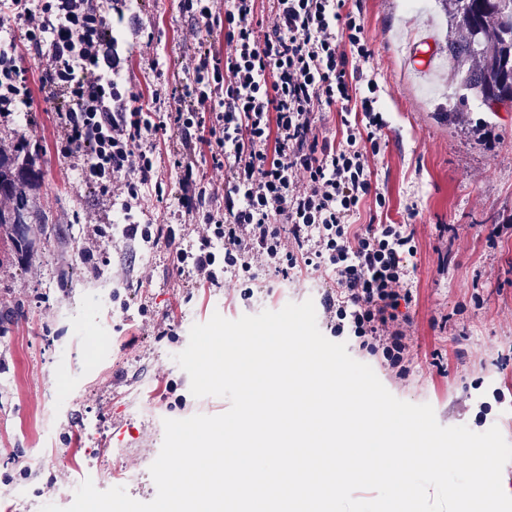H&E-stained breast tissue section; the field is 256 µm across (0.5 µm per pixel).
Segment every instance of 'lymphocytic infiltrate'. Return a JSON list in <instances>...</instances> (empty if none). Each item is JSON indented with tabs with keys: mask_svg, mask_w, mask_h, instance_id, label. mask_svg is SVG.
Listing matches in <instances>:
<instances>
[{
	"mask_svg": "<svg viewBox=\"0 0 512 512\" xmlns=\"http://www.w3.org/2000/svg\"><path fill=\"white\" fill-rule=\"evenodd\" d=\"M181 12L207 29H220L229 49L188 58L187 77L164 121L150 123L149 103L105 78L112 47L102 32L108 7L94 0H0V16L22 26L38 48L41 75L32 87L15 54L0 51V116L45 100L67 98L58 113L55 149L80 161L82 178L117 188L126 204L159 174L145 132L167 133V149L181 175L188 223L204 225L196 248L176 245L169 224H130L126 234L173 247L177 267L192 268L199 286H216L229 273H250L255 259L281 271L328 268L334 288L324 311L336 334L351 333L381 351L389 367L405 371L411 340L400 305L412 293L408 257L414 235L403 224H353L367 199L385 209L368 151H379L385 126L375 109V81L364 78L372 52L361 17L344 0H232L216 13L215 0H179ZM369 94L352 110L353 82ZM339 108L336 138L319 137L320 112ZM209 149L223 169L216 185L201 175L198 154ZM223 197V209L208 202ZM224 245L223 255L212 249Z\"/></svg>",
	"mask_w": 512,
	"mask_h": 512,
	"instance_id": "1",
	"label": "lymphocytic infiltrate"
}]
</instances>
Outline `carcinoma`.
<instances>
[{
    "mask_svg": "<svg viewBox=\"0 0 512 512\" xmlns=\"http://www.w3.org/2000/svg\"><path fill=\"white\" fill-rule=\"evenodd\" d=\"M451 23L464 32L448 41V60L463 74L466 89L481 101L512 96V0H444ZM12 206L0 209V224H13L27 236L37 214L16 179L15 159L0 153V197Z\"/></svg>",
    "mask_w": 512,
    "mask_h": 512,
    "instance_id": "carcinoma-1",
    "label": "carcinoma"
}]
</instances>
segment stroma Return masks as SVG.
Returning <instances> with one entry per match:
<instances>
[{"mask_svg": "<svg viewBox=\"0 0 512 512\" xmlns=\"http://www.w3.org/2000/svg\"><path fill=\"white\" fill-rule=\"evenodd\" d=\"M361 9L386 121L370 157L389 206L362 208L414 232L412 359L404 376L382 354L342 336L355 360L372 367L400 400L430 404L438 422L482 433L499 427L512 443V112H494L464 95L448 59L449 29L434 0H345ZM120 80L151 97L156 70L168 77L162 99L185 78L184 56L200 46L222 53L221 36L183 15L177 0H138L122 9ZM431 33L439 59L426 73L401 50L402 31ZM463 108L464 122L447 115ZM58 103L35 99L0 124V150L28 139L39 148L31 197L49 218L20 237L0 226V512L71 505L69 487L119 471L118 485L140 502L155 498L149 467L163 421L219 415L227 399L194 397L175 354L193 324L213 314L234 320L287 303L322 309L332 288L324 268L282 275L259 264L252 278L226 275L197 287L175 268L166 244L116 228L121 197L85 184L54 148ZM159 185L144 188L132 219L181 221L180 173L163 161ZM71 279H63V269Z\"/></svg>", "mask_w": 512, "mask_h": 512, "instance_id": "1", "label": "stroma"}]
</instances>
